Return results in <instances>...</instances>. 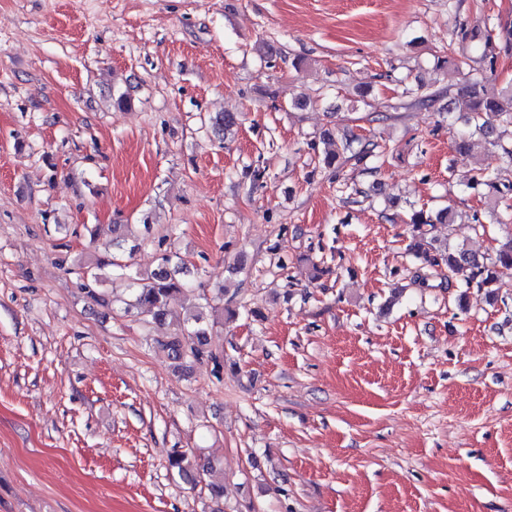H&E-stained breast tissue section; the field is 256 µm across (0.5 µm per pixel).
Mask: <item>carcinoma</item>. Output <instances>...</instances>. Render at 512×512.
Masks as SVG:
<instances>
[{
  "instance_id": "obj_1",
  "label": "carcinoma",
  "mask_w": 512,
  "mask_h": 512,
  "mask_svg": "<svg viewBox=\"0 0 512 512\" xmlns=\"http://www.w3.org/2000/svg\"><path fill=\"white\" fill-rule=\"evenodd\" d=\"M458 41L464 47L470 45L480 50L477 65H469V58L438 56L435 68L442 69L453 65L463 72L465 85L463 93L468 98L467 111L461 121L465 129H455L456 119L453 110H448V133L452 134V143L460 153H475L490 147L501 150L508 163L512 165V81L495 87L497 79L496 66L501 54L512 52V22H500L495 26L487 24L474 25L470 28L461 27ZM212 129L217 134L225 135L236 125V116L230 112H221L210 118ZM323 141L335 146L331 152L325 153L321 163L331 168L340 159L355 160L359 163L370 155L375 147L372 142H362L351 132L334 136L329 129L322 134ZM467 189L475 195L488 199L493 203L507 202L512 199V179L499 174L480 172L467 184ZM409 224L412 241L408 251L419 263L416 278L419 283H426L430 276L447 275L448 287H453V280L461 277L466 284L475 283L480 288L488 289L490 296H495L502 288L508 286L503 275L512 271V236L498 244L495 261L484 264L478 257L460 245L448 241L433 240L423 243L429 235V228L436 224H454V215L441 210L431 215L423 209L413 210ZM105 257L96 262V267H87L84 278L88 284L85 290L90 298L106 302L96 285L103 282L98 270L104 267L128 280V299L124 301L125 312L132 310L140 315L148 316L162 322L171 314L169 299L175 294H186L187 288L181 275L187 272V264L177 253H164L160 257L157 269L149 274L137 271L130 273L126 247V237L118 234L112 242L104 245ZM224 300V288H218L216 295L205 294L188 300L185 315L179 322V334L167 341L159 342L176 362L186 358L196 361L207 360L213 363L215 373L224 369V359L207 350V336L214 322L208 313L217 310L215 302ZM167 470L179 478L194 484H204L211 499L218 501L224 497V466L211 461H201L190 457L187 452L175 448L167 460Z\"/></svg>"
}]
</instances>
